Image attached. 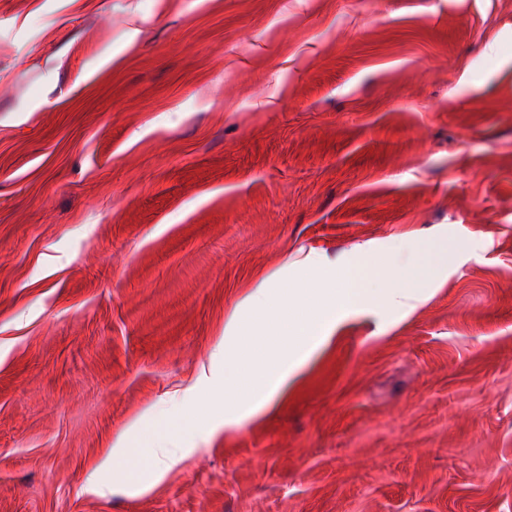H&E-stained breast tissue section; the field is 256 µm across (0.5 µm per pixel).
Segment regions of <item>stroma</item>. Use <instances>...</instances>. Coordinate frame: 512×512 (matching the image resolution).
I'll list each match as a JSON object with an SVG mask.
<instances>
[{
	"instance_id": "stroma-1",
	"label": "stroma",
	"mask_w": 512,
	"mask_h": 512,
	"mask_svg": "<svg viewBox=\"0 0 512 512\" xmlns=\"http://www.w3.org/2000/svg\"><path fill=\"white\" fill-rule=\"evenodd\" d=\"M403 237L407 317L103 469L259 281ZM0 512H512V0H0ZM132 443L127 435L122 436L112 448V461L116 459L126 461L127 482L142 489H147L152 482L160 480L163 474L178 461V451H182V448L170 447V441L162 437L159 445L152 448L153 465L146 471L137 459L136 448H131Z\"/></svg>"
}]
</instances>
